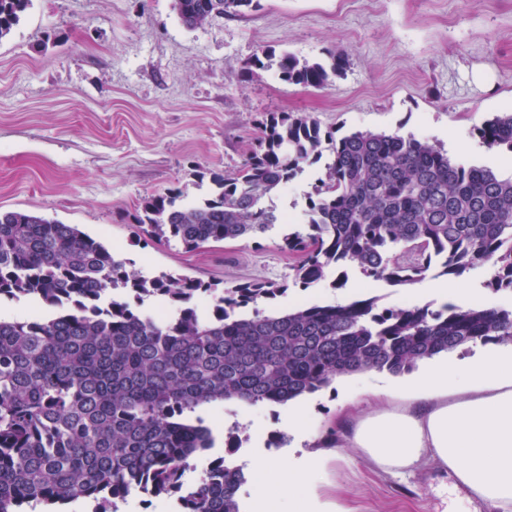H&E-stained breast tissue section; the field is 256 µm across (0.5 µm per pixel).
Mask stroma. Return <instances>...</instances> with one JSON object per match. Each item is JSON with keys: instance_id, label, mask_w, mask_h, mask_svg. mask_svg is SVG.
Returning <instances> with one entry per match:
<instances>
[{"instance_id": "stroma-1", "label": "stroma", "mask_w": 512, "mask_h": 512, "mask_svg": "<svg viewBox=\"0 0 512 512\" xmlns=\"http://www.w3.org/2000/svg\"><path fill=\"white\" fill-rule=\"evenodd\" d=\"M265 50L302 60L346 52L341 76L317 89L284 82L276 71L240 75L244 60ZM512 110V0H260L257 10L186 27L172 0H32L0 40V210L28 211L75 224L145 275L172 272L222 288L261 280L285 286L264 312L295 305L379 297L382 305L424 300L350 268L343 287L292 282L295 259L282 248L288 232H307L306 196L325 173L304 171L272 199L289 221L248 240L211 242L189 251L148 238L131 215L145 197L171 190L188 202L209 198L208 177L230 174L272 112H306L322 130L412 135L438 147L465 141L462 158L512 169V153L486 154L474 130ZM458 305H512L479 270L457 283ZM403 385L387 372L341 377L300 402L297 436L286 431L284 405H205L214 428L212 456L237 429L238 466L251 458H324L312 478L317 512H483L465 502L447 472L408 478L377 474L354 449L337 447L345 404Z\"/></svg>"}]
</instances>
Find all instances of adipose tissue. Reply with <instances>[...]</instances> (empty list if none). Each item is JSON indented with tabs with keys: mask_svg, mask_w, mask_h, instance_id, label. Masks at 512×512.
Wrapping results in <instances>:
<instances>
[{
	"mask_svg": "<svg viewBox=\"0 0 512 512\" xmlns=\"http://www.w3.org/2000/svg\"><path fill=\"white\" fill-rule=\"evenodd\" d=\"M406 406L350 411L345 443L371 469L411 475L447 471L469 503L512 512V347L476 352L468 363L437 361L412 383ZM320 457L254 466L258 512H313L307 489Z\"/></svg>",
	"mask_w": 512,
	"mask_h": 512,
	"instance_id": "1",
	"label": "adipose tissue"
}]
</instances>
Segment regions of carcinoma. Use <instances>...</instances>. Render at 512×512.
<instances>
[{"mask_svg":"<svg viewBox=\"0 0 512 512\" xmlns=\"http://www.w3.org/2000/svg\"><path fill=\"white\" fill-rule=\"evenodd\" d=\"M32 0H0V40ZM259 0H174L189 28L237 16ZM348 65L264 51L241 74L277 67L282 80L327 86ZM490 149L512 153V112L476 128ZM333 159L309 197V232L283 236L297 257L293 283L308 288L355 264L373 280L409 285L479 266L493 290L512 293V173L453 159L410 135L323 132L306 113L272 112L237 173H211L212 197L146 198L135 223L150 238L192 251L210 241L255 238L282 217L265 200L317 162ZM286 289L255 281L235 288L127 268L75 224L0 212V298H27L48 315L0 318V512H63L91 499L117 512L131 492L176 499L179 512H240L242 469L212 462L194 487L189 458L214 438L197 415L205 404L287 402L339 377L394 375L469 343L512 344V307L446 304L386 308L373 296L347 303L257 308ZM163 296L171 315L153 318L132 302ZM208 297L209 314L196 300Z\"/></svg>","mask_w":512,"mask_h":512,"instance_id":"obj_1","label":"carcinoma"}]
</instances>
